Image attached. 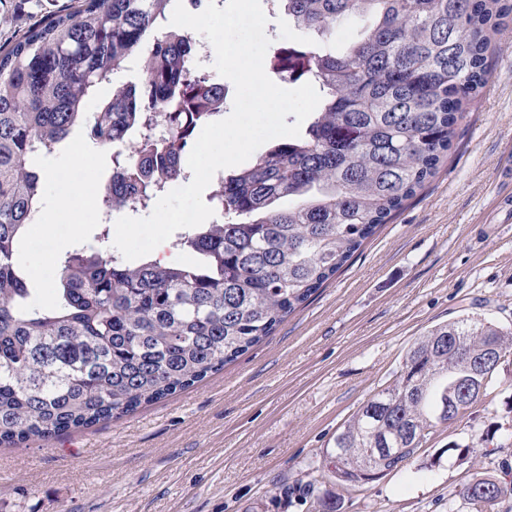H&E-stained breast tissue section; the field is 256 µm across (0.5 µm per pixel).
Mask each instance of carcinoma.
Wrapping results in <instances>:
<instances>
[{
	"mask_svg": "<svg viewBox=\"0 0 512 512\" xmlns=\"http://www.w3.org/2000/svg\"><path fill=\"white\" fill-rule=\"evenodd\" d=\"M327 41L365 21L341 52L276 47L268 72L313 81L321 101L303 135L283 138L227 175L210 200L224 221L175 246L195 265L128 262L97 246L66 250L56 296L31 299L18 243L41 212L32 158L55 153L80 123L110 144V214L149 206L186 179L197 129L224 109V85L189 61L193 38L162 30L175 0H77L0 49V447L48 442L120 419L202 381L270 336L388 223L448 158L462 112L489 76L501 0H277ZM142 64L140 84L123 80ZM112 86L88 115L97 88ZM288 199V207L276 202ZM507 336L475 316L438 325L336 433L326 466L361 486L400 468L440 427L463 421L496 383L453 359L507 353ZM468 512H499L512 485L472 479L450 493Z\"/></svg>",
	"mask_w": 512,
	"mask_h": 512,
	"instance_id": "1",
	"label": "carcinoma"
}]
</instances>
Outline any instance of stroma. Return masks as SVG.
Masks as SVG:
<instances>
[{
	"instance_id": "1",
	"label": "stroma",
	"mask_w": 512,
	"mask_h": 512,
	"mask_svg": "<svg viewBox=\"0 0 512 512\" xmlns=\"http://www.w3.org/2000/svg\"><path fill=\"white\" fill-rule=\"evenodd\" d=\"M69 3L0 0V45ZM76 146L88 159L79 169ZM39 168L102 188L112 152L77 126ZM99 231L94 212L76 234L63 219L29 225L22 257L48 274L28 288L51 298L59 256ZM472 314L512 329L511 20L447 164L335 278L193 387L49 443L0 447V512H466L449 493L476 475L505 480L499 463L512 460V352L465 423L438 430L399 469L352 487L322 464L416 339Z\"/></svg>"
}]
</instances>
